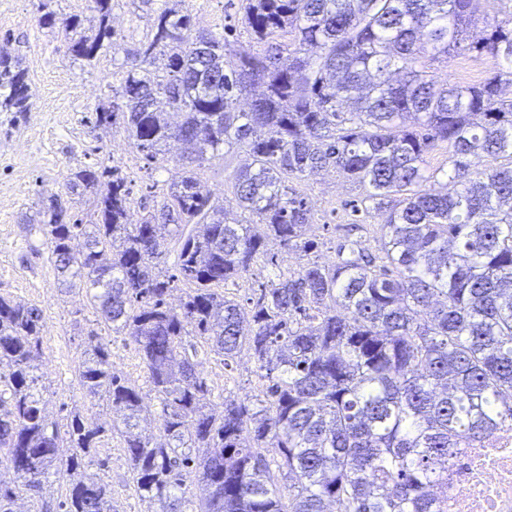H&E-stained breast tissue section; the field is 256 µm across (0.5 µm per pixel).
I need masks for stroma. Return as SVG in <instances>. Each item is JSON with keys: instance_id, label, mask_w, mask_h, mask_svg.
<instances>
[{"instance_id": "35a3bbf8", "label": "stroma", "mask_w": 512, "mask_h": 512, "mask_svg": "<svg viewBox=\"0 0 512 512\" xmlns=\"http://www.w3.org/2000/svg\"><path fill=\"white\" fill-rule=\"evenodd\" d=\"M40 0H0V52L18 59L27 72L33 94L30 111L0 112V295L34 305L44 313L42 352L36 374L50 419L63 421L65 412L81 408L84 416L111 426L112 415L102 398L77 384L76 371L86 358L89 335H97L112 351L114 370L140 387L147 377L136 344L113 333L85 292L66 293L49 258L39 212L44 200L61 190L72 172L95 164L118 168L132 182L129 223L160 206L180 174L174 160L183 147L171 142L155 161H147L120 127L95 123V109L118 83L131 54L150 33L165 0H112L113 45L93 63L69 50L65 29L80 20L85 31L98 24L91 0H49L53 27L41 26ZM198 29L225 37L224 57L232 60L262 48L242 22L243 0H186ZM497 62L486 55L464 53L438 64L441 81L479 82ZM249 158L242 149L225 150L199 170L198 176L225 209L237 207L235 174ZM292 187L311 208L309 236L318 243L320 262L331 265L342 241V228L360 225L362 240L372 253L381 247L380 225L386 210L360 208L364 188L329 168ZM212 404L256 393L259 380L251 351L241 350L232 369L214 355L197 359ZM85 471L109 482L120 512H153L132 483L120 437L105 440L87 459Z\"/></svg>"}]
</instances>
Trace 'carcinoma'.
I'll return each mask as SVG.
<instances>
[{"instance_id": "obj_1", "label": "carcinoma", "mask_w": 512, "mask_h": 512, "mask_svg": "<svg viewBox=\"0 0 512 512\" xmlns=\"http://www.w3.org/2000/svg\"><path fill=\"white\" fill-rule=\"evenodd\" d=\"M482 2L246 0L243 22L267 47L233 63L224 34L195 30L176 3L134 51L120 101L97 106L95 122L122 126L149 161L170 140L189 146L181 176L139 224L128 223L132 189L115 169L89 166L65 184L105 185L96 223H82L61 192L42 207L64 289L94 290L104 322L138 345L160 401L165 444L142 435L140 389L90 335L78 385L123 426L135 490L159 512H186L177 490L193 476L197 512H441L428 489L448 479V460L512 420V102L502 100L512 12ZM93 3L97 32L78 21L66 30L87 62L114 36L112 0ZM288 32L293 41L276 40ZM465 51L499 67L478 83H439L435 65ZM392 69L395 81L384 78ZM255 85L261 94L238 109ZM31 97L25 70L0 52V112H28ZM163 105L182 120L168 122ZM438 141L451 148L443 193L422 167ZM234 146L250 158L235 177L238 207L306 257L295 271L279 270L264 238L198 177ZM485 157L504 164L480 171ZM330 166L367 189L365 202L401 197L381 225L384 260L349 237L335 264L310 257L311 209L288 182ZM259 261L274 277L241 300L217 291ZM179 283L191 288L173 306ZM43 320L0 295V460L17 479L15 489L0 483V512H16L19 490L39 496L51 471L81 469L106 432L78 411L62 428L48 419L35 375ZM244 347L263 389L217 409L197 358L213 353L228 368ZM62 507L114 512L112 488L75 480Z\"/></svg>"}]
</instances>
